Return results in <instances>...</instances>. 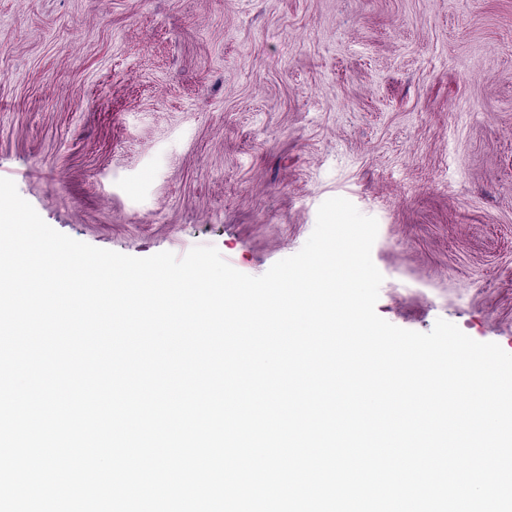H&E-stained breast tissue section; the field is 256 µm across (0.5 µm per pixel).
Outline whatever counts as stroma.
I'll use <instances>...</instances> for the list:
<instances>
[{
    "label": "stroma",
    "instance_id": "obj_1",
    "mask_svg": "<svg viewBox=\"0 0 512 512\" xmlns=\"http://www.w3.org/2000/svg\"><path fill=\"white\" fill-rule=\"evenodd\" d=\"M0 177L76 240L251 276L346 198L379 316L512 352V0H0Z\"/></svg>",
    "mask_w": 512,
    "mask_h": 512
}]
</instances>
